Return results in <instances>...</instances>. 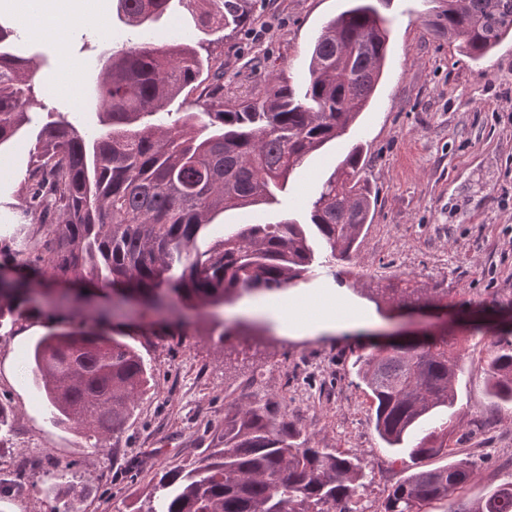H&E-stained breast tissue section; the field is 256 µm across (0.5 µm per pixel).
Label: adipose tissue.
Listing matches in <instances>:
<instances>
[{
  "label": "adipose tissue",
  "instance_id": "1",
  "mask_svg": "<svg viewBox=\"0 0 512 512\" xmlns=\"http://www.w3.org/2000/svg\"><path fill=\"white\" fill-rule=\"evenodd\" d=\"M272 303L285 314L281 337L302 341L335 332L342 322L338 312L345 308L346 296L339 291L314 297L291 288L275 293Z\"/></svg>",
  "mask_w": 512,
  "mask_h": 512
}]
</instances>
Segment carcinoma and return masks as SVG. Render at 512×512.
Segmentation results:
<instances>
[{"label": "carcinoma", "instance_id": "cac0c4a2", "mask_svg": "<svg viewBox=\"0 0 512 512\" xmlns=\"http://www.w3.org/2000/svg\"><path fill=\"white\" fill-rule=\"evenodd\" d=\"M198 30L244 25L252 0H177ZM349 7L315 39L308 78L281 75L244 97H224V68L212 70L196 46L146 39L100 56L93 94L102 127L91 135L63 117L27 128L35 70L18 54L19 31L0 21V156L31 142L13 197V222L0 237V330L38 319L48 332L33 345L28 373L44 394L51 421L93 440L128 427L153 370L125 340L149 310L164 320L196 311L197 336L261 340L266 321H218L209 309L244 295L286 289L305 279L319 239L336 261H349L370 224L375 196L362 179L363 147L336 165L311 203L309 223L236 224L199 245L215 216L276 201L306 157L343 135L368 105L388 55L381 0ZM431 30L473 60L512 36V0H438ZM172 0H117L128 27L148 29ZM204 98L176 114L171 102L202 75ZM386 314L448 304V289L415 285L407 275L367 289ZM462 347L446 337L393 341L358 351L353 365L386 447L413 459L449 456L460 428L454 411ZM492 402L512 404V329L495 336L486 360ZM365 463L318 448L288 412L248 395L224 411V447L165 470L131 512H356L352 502ZM463 461L416 470L396 483L378 512H512V483L470 500Z\"/></svg>", "mask_w": 512, "mask_h": 512}]
</instances>
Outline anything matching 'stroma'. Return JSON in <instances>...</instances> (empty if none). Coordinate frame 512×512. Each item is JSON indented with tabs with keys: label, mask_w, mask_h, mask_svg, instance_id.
Listing matches in <instances>:
<instances>
[{
	"label": "stroma",
	"mask_w": 512,
	"mask_h": 512,
	"mask_svg": "<svg viewBox=\"0 0 512 512\" xmlns=\"http://www.w3.org/2000/svg\"><path fill=\"white\" fill-rule=\"evenodd\" d=\"M54 26L33 25L25 53L44 57L40 86L30 110L32 126L59 112L78 128H98L93 88L100 51L154 34L167 40L203 43L213 66L224 69L226 96L248 94L275 71L302 84L314 38L344 0H255L253 20L232 37L195 29L180 5L150 31L132 29L116 16V0H0V17L22 26L38 3ZM433 0H385L391 53L384 78L367 112L348 133L306 158L278 203L232 209L221 224L307 221V204L337 161L362 145L376 203L356 256L337 262L317 254L315 274L302 290L323 294L343 288L350 308L374 314L375 330L390 321L365 295L379 278L410 275L448 290V333L461 342L464 370L457 382L455 411L462 438L458 459L475 477L466 488L476 498L512 481V406L499 409L494 425L483 370L490 335L460 319L462 301L512 299V38L475 61L457 44L423 23ZM46 331L26 321L0 330V403L13 413L10 443L44 458L26 478L14 477L11 454H0V488L7 512H66L61 483L84 489L80 512H129L135 493L156 473L191 463L220 445L224 409L239 402L248 382L256 392L287 404L289 416L319 446L361 457L365 485L361 512H375L396 482L443 458L414 460L384 448L369 412V400L351 368L356 335L287 341L270 336L262 347L206 336H154L142 347L155 368V385L139 401L120 436L93 453L85 438L54 425L43 394L28 375L33 344Z\"/></svg>",
	"instance_id": "35a3bbf8"
}]
</instances>
